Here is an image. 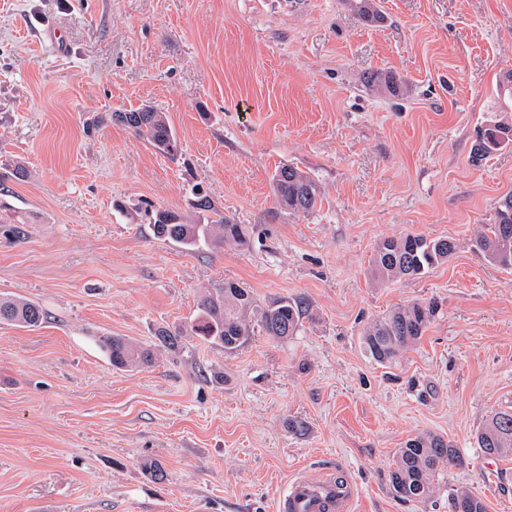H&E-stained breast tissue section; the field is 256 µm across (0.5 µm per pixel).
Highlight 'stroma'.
<instances>
[{"label": "stroma", "instance_id": "stroma-1", "mask_svg": "<svg viewBox=\"0 0 512 512\" xmlns=\"http://www.w3.org/2000/svg\"><path fill=\"white\" fill-rule=\"evenodd\" d=\"M376 3L384 20L368 24L348 0H0V218L22 229L0 233V294L46 314L0 323V512H273L293 476L329 469L360 512H452L458 483L512 512V462L474 445L512 407V269L472 245L512 191V144L471 153L512 124V0ZM144 104L180 160L92 125ZM284 164L316 180L313 213L278 206ZM196 183L251 226L248 245L154 237L145 207L194 217ZM407 233L458 249L373 282L377 242ZM227 281L261 306L301 303L297 332L232 352L195 337L134 371L100 350L103 335L184 326L201 289ZM432 298L418 345L390 365L368 356V322ZM422 431L463 463L406 502L389 472Z\"/></svg>", "mask_w": 512, "mask_h": 512}]
</instances>
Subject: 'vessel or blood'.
<instances>
[{"label":"vessel or blood","mask_w":512,"mask_h":512,"mask_svg":"<svg viewBox=\"0 0 512 512\" xmlns=\"http://www.w3.org/2000/svg\"><path fill=\"white\" fill-rule=\"evenodd\" d=\"M355 505V490L337 489L333 478L309 481L297 476L276 500L274 509L275 512H353Z\"/></svg>","instance_id":"vessel-or-blood-1"}]
</instances>
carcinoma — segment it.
I'll list each match as a JSON object with an SVG mask.
<instances>
[{
  "label": "carcinoma",
  "mask_w": 512,
  "mask_h": 512,
  "mask_svg": "<svg viewBox=\"0 0 512 512\" xmlns=\"http://www.w3.org/2000/svg\"><path fill=\"white\" fill-rule=\"evenodd\" d=\"M361 20L374 24L383 20L375 0H350ZM120 123L159 153L174 159L181 152L180 142L163 113L151 105L101 117V123ZM272 184L278 203L292 213L309 214L319 198V187L308 173L292 165L275 169ZM196 219L186 221L182 215L157 209L151 215L154 235L187 247L199 244L220 248L226 243L243 245L249 228L224 215L202 193L194 202ZM473 245L492 263L512 268V192L499 199L494 223L484 225ZM457 244L448 238L427 239L419 235L387 237L378 242L370 266L373 280L389 283L414 277L424 270L441 265L453 256ZM438 310L435 301L412 302L397 307L369 323L361 336L365 352L377 363L390 365L422 338ZM303 312L294 301L281 299L267 306L254 304L250 291L226 281L221 288H207L201 295L197 313L181 328L161 326L154 340L140 343L121 336H101L98 345L107 355L112 368L131 371L150 366L159 351L177 352L187 339L197 336L226 352L239 348L253 331L265 336L286 339L296 332ZM42 308L26 299L0 295V322L35 329L42 325ZM476 447L492 459L512 457V408L493 413L475 435ZM462 463L459 449L444 436L423 431L409 438L399 449L389 481L396 496L404 501L424 502L431 498L445 479L447 469ZM453 512L469 501L472 512H486L484 502L466 485L449 486Z\"/></svg>",
  "instance_id": "obj_1"
}]
</instances>
